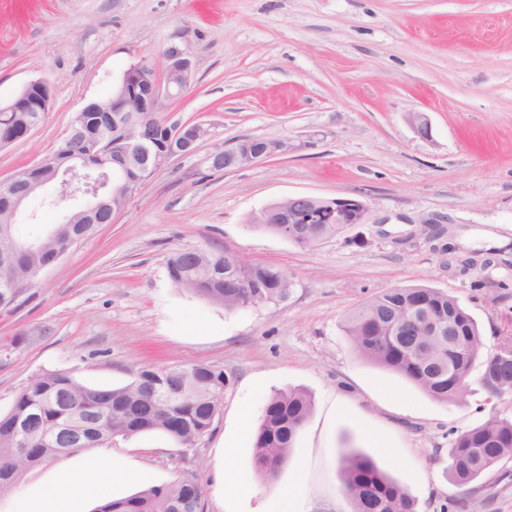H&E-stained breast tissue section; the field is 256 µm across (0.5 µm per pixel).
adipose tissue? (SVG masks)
Masks as SVG:
<instances>
[{"label": "adipose tissue", "mask_w": 512, "mask_h": 512, "mask_svg": "<svg viewBox=\"0 0 512 512\" xmlns=\"http://www.w3.org/2000/svg\"><path fill=\"white\" fill-rule=\"evenodd\" d=\"M133 466L95 465L84 463L74 471L60 474L54 495L44 501H36L25 491L15 494V512H63V506L73 498L91 499L99 486L113 482H126L136 477Z\"/></svg>", "instance_id": "ef3b65f1"}]
</instances>
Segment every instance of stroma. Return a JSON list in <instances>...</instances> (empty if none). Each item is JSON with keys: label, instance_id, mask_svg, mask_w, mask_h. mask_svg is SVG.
<instances>
[{"label": "stroma", "instance_id": "stroma-1", "mask_svg": "<svg viewBox=\"0 0 512 512\" xmlns=\"http://www.w3.org/2000/svg\"><path fill=\"white\" fill-rule=\"evenodd\" d=\"M172 41L197 67L167 116L209 124L211 135L46 269L26 302L0 311V413L42 371L117 388L144 365L216 364L230 384L211 431L192 448L158 432L114 438L108 452L140 476L103 495L127 497L189 468L205 512H260L271 484L239 434L240 414L259 425L269 396L301 388L313 410L276 484L305 487L313 512H352L339 455L353 448L418 512H442L458 493L448 431L512 416V396L491 397L476 368L464 402L437 401L354 357L342 321L385 289L422 285L458 299L486 351L512 330V0H0V105L35 77L55 88L32 136L0 150V181L57 149L88 102L107 97L129 64L160 61ZM413 112L428 117L430 139L408 123ZM250 137L291 149L225 173L204 166L208 153ZM297 194L362 197L370 211L311 250L253 226ZM356 235L367 247L350 244ZM184 248L279 268L292 288L284 301L224 311L171 282L167 258ZM452 251L494 264L464 275L449 266ZM95 454L57 456L19 483L50 497L58 474ZM225 466L257 495L218 503ZM476 486L467 512H512V460Z\"/></svg>", "mask_w": 512, "mask_h": 512}]
</instances>
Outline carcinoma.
<instances>
[{
	"mask_svg": "<svg viewBox=\"0 0 512 512\" xmlns=\"http://www.w3.org/2000/svg\"><path fill=\"white\" fill-rule=\"evenodd\" d=\"M124 134L116 131L105 140L67 144L68 149L95 151L100 164L111 154L112 143ZM276 206L254 219L255 227L279 234ZM0 232V253L14 251L21 239L19 227ZM95 224H62L57 236L42 248L17 255L12 275L18 281L37 279L41 267L56 253L70 249L75 236L95 231ZM348 229L346 224H295L288 240L313 248ZM175 286L211 303L235 311L288 297L291 280L282 270L250 263L228 252L199 248L179 249L167 259ZM454 314L459 335L448 337V312ZM353 354L395 371L432 398L461 402L468 385L457 374L470 375L482 367L480 383L493 397L512 394V359L499 352L485 353L476 320L459 301L436 288H389L361 302L344 321ZM229 378L215 364L190 362L167 367H142L130 383L118 388L90 387L67 371L32 375L16 394L10 409L0 415V494L19 476L50 459L83 448H98L114 437L160 432L187 448L208 433L219 413ZM262 414L253 448L256 470L274 480L288 463L297 438L312 413L311 396L300 388L274 393ZM83 428L80 442L65 445L52 438L65 425ZM512 459V416L493 414L484 422L448 439V477L459 489L453 504L469 506L473 483L500 462ZM342 493L353 512H417V503L405 488L379 469L368 455L344 449L339 458ZM205 489L185 472L174 482L153 486L115 499L96 512H204Z\"/></svg>",
	"mask_w": 512,
	"mask_h": 512,
	"instance_id": "obj_1",
	"label": "carcinoma"
}]
</instances>
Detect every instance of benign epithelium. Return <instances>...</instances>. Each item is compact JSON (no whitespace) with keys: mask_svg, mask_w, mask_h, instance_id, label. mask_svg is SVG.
Returning <instances> with one entry per match:
<instances>
[{"mask_svg":"<svg viewBox=\"0 0 512 512\" xmlns=\"http://www.w3.org/2000/svg\"><path fill=\"white\" fill-rule=\"evenodd\" d=\"M163 70L157 72L153 64L140 60L132 63L123 72L112 93L103 100L89 103L79 113L76 121L68 128L67 138L85 137L88 134L87 115L98 112L107 113V120H123L129 130L128 140L136 143L143 164L129 166L128 146L118 150L120 159L112 166V178L107 183L99 185L89 180L88 174L98 170L91 164L85 154H68L59 160L54 177L47 179L39 174L45 167L46 161L30 167L34 174L21 180L11 176L6 182L9 196L0 198V210L8 214L7 223L15 224L24 215L26 201L34 194L50 185L63 182L67 192L56 194L50 203L62 205L77 197L85 199V204L77 210L69 212L65 223L74 224L81 214H96L108 211L109 217L120 213L118 209H106L109 197L122 196L129 200L139 186L166 168L174 159L193 155L199 145L209 135L210 130L201 123L171 122L163 118L167 128V136L159 140L146 132L140 125L139 113L166 111L169 102L186 93L192 83L196 71V61L190 52L181 44L172 42L162 51ZM54 91L51 84L44 78L28 81L8 104L0 107V112H49L53 107ZM409 123L415 132L427 140L431 136V125L423 113L409 115ZM38 127V123L30 119L16 122L13 135L0 141L3 148L19 141L28 139ZM290 144L275 139L268 142L262 152H254L246 145L235 146L211 152L205 158L208 168L222 161L223 153L236 156L239 168L252 166L274 155L287 153ZM317 197L299 194L288 198V213L280 220L282 224H363L368 212V203L362 197L335 198L327 200V204L319 207L315 204ZM13 264V255H0V275L8 281L9 287L0 290V306L10 308L15 306L24 295V289L34 286L28 282L21 284L12 280L9 270Z\"/></svg>","mask_w":512,"mask_h":512,"instance_id":"1","label":"benign epithelium"}]
</instances>
